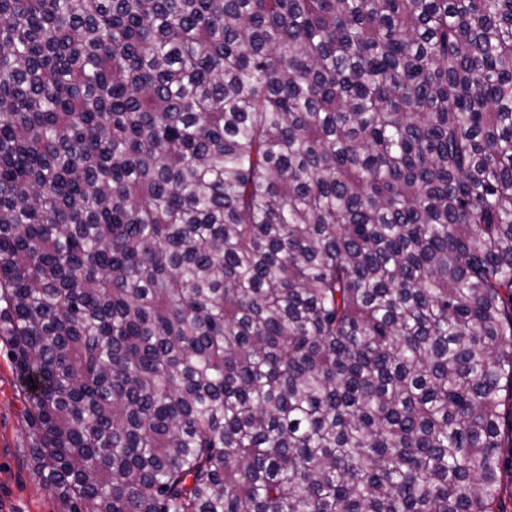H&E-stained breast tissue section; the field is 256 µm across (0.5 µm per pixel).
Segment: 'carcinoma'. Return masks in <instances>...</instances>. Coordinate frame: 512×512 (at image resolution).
Here are the masks:
<instances>
[{
	"label": "carcinoma",
	"instance_id": "carcinoma-1",
	"mask_svg": "<svg viewBox=\"0 0 512 512\" xmlns=\"http://www.w3.org/2000/svg\"><path fill=\"white\" fill-rule=\"evenodd\" d=\"M0 339L64 512H508L512 0H0Z\"/></svg>",
	"mask_w": 512,
	"mask_h": 512
}]
</instances>
